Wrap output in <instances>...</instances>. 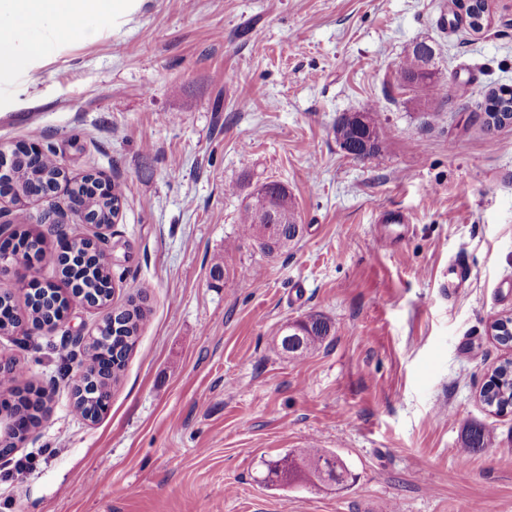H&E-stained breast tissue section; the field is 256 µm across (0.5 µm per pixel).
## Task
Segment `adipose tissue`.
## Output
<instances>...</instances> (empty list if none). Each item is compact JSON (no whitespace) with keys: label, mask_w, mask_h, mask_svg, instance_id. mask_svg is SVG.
<instances>
[{"label":"adipose tissue","mask_w":512,"mask_h":512,"mask_svg":"<svg viewBox=\"0 0 512 512\" xmlns=\"http://www.w3.org/2000/svg\"><path fill=\"white\" fill-rule=\"evenodd\" d=\"M131 3L132 0H0V75L11 72L20 55L35 58L42 53L41 43L17 44L20 29L43 28L83 15L118 16L128 12Z\"/></svg>","instance_id":"obj_1"}]
</instances>
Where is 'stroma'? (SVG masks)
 Instances as JSON below:
<instances>
[{"mask_svg": "<svg viewBox=\"0 0 512 512\" xmlns=\"http://www.w3.org/2000/svg\"><path fill=\"white\" fill-rule=\"evenodd\" d=\"M487 3L479 33L442 25L451 0H137L89 19L88 41L68 19L20 30L44 49L0 76V143L123 185L115 224L65 228L110 254L115 304L144 288L150 314L94 423L72 410L67 351L100 310L74 298L54 331L0 335L51 398L0 458V512H512V413L479 397L512 357L487 333L512 313V125L482 122L488 93L512 88V0ZM420 41L444 85L426 108L395 81ZM369 108L385 137L358 160L334 127ZM268 181L303 226L274 256L238 235ZM393 210L410 224L382 223ZM61 252L49 238L0 288L24 303L29 280L57 281ZM310 314L332 325L325 345L281 354V326ZM471 424L496 442L463 463ZM311 441L357 481L261 483L263 461Z\"/></svg>", "mask_w": 512, "mask_h": 512, "instance_id": "35a3bbf8", "label": "stroma"}]
</instances>
